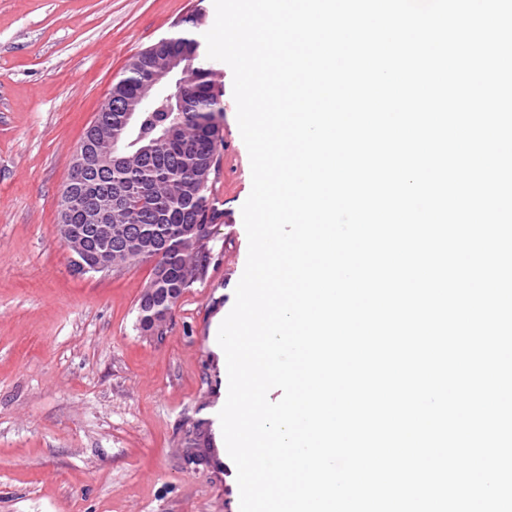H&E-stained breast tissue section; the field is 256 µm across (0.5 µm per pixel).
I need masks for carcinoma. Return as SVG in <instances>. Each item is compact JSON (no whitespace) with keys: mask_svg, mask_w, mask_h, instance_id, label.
<instances>
[{"mask_svg":"<svg viewBox=\"0 0 512 512\" xmlns=\"http://www.w3.org/2000/svg\"><path fill=\"white\" fill-rule=\"evenodd\" d=\"M164 54L180 56L188 65L183 104L174 101L167 112H145L137 123H127L118 104L152 81L156 59ZM223 112L201 41L181 33L158 40L129 63L83 136L122 158L110 169L86 171L75 187L84 199L110 194L119 201L110 216L114 245L102 251L77 208L61 236L78 273L93 272L102 261L114 268L153 263L137 303L138 326L146 335L165 334L172 311L168 299L181 297L211 264V227L222 216L213 184L224 144ZM183 445L188 460L205 461L209 423L187 422Z\"/></svg>","mask_w":512,"mask_h":512,"instance_id":"obj_1","label":"carcinoma"}]
</instances>
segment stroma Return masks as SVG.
Here are the masks:
<instances>
[{"label": "stroma", "instance_id": "stroma-1", "mask_svg": "<svg viewBox=\"0 0 512 512\" xmlns=\"http://www.w3.org/2000/svg\"><path fill=\"white\" fill-rule=\"evenodd\" d=\"M213 0H0V512H224L236 467L222 435L226 358L214 341L248 252L251 165L233 73L214 79L224 148L207 277L163 338L137 301L152 265L80 274L58 232L78 144L128 62ZM212 423L217 465L183 452L187 420Z\"/></svg>", "mask_w": 512, "mask_h": 512}]
</instances>
